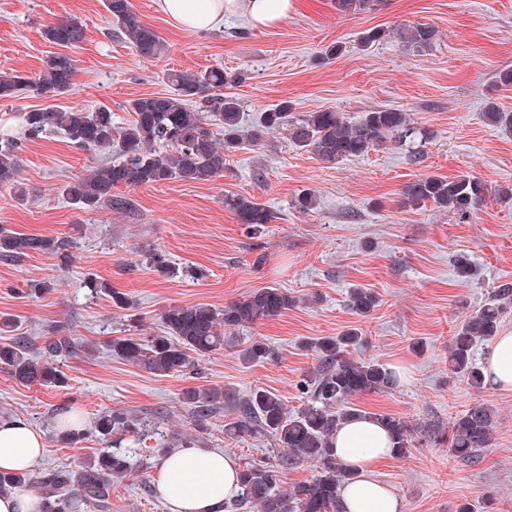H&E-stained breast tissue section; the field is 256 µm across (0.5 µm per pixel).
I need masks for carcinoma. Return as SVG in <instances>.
Wrapping results in <instances>:
<instances>
[{
  "mask_svg": "<svg viewBox=\"0 0 512 512\" xmlns=\"http://www.w3.org/2000/svg\"><path fill=\"white\" fill-rule=\"evenodd\" d=\"M375 0H336V8L344 15H356L372 9ZM110 14L113 33L128 43L139 56L156 58L164 50L157 32L132 10L130 0H104ZM85 23L78 18L62 20L45 30L48 42L63 48L77 47L85 39ZM436 30L425 24L398 30L397 36L417 48H427L436 40ZM74 59L55 52L45 59L42 72L35 78L0 73V100L13 99L26 90L42 95L61 96L72 91ZM175 92L165 96L140 97L129 102L132 119L120 127L112 121V110L99 106L92 110L55 106L34 109L24 114L23 140H34L48 130H58L79 150L117 153L120 160L108 162L88 175L62 183L60 191L76 208L93 211L108 206L116 211L127 209L131 199L114 194L120 187L135 189L143 185L170 180L185 182L214 181L224 176L226 160L241 148L242 106L240 101L224 94V87L242 79L219 67L201 72L176 71L169 74ZM290 101H282L258 113L251 127L250 141L261 145L265 137L284 129L299 149H305L325 162L334 163L367 155L397 141L421 156L431 133L414 126L409 114L393 108L378 107L349 121L340 112L325 109L296 117ZM486 120L494 126L512 130V112L494 103L487 106ZM22 140L0 143V188L18 185L19 153ZM491 190L481 179L459 176L453 180L424 175L406 186L405 196L413 204L428 202L446 210L465 222L488 199ZM224 208L238 223L260 231L275 221L272 211L245 195H227ZM71 240L63 237L20 235L0 225V258L17 259L30 252L69 258ZM93 291L104 289L112 304L122 310L133 307L127 294L90 282ZM296 297L273 286L251 292L239 302L218 310L199 303L172 306L162 314L163 331L144 340L120 337L112 340V354L138 365L150 373L169 376L182 373L195 365L197 358L235 345L236 337L224 331L255 326L277 317L296 305ZM349 306L357 315L366 317L378 306L377 294L368 288H353ZM512 305V283L497 286L486 303L457 328L448 347V367L473 388L484 384L483 369L477 366L473 349L478 339L494 338L502 317ZM362 337L355 329L339 336H325L308 344L317 356L315 369L300 381L305 406L295 412L277 395L261 388L253 390L244 402L241 418L232 423L227 434L241 437L260 434L272 437L283 450L279 463L266 461L250 464L240 473L241 493L232 503L224 504L228 512H343L341 489L352 474L336 458L333 439L338 428L357 416H367L387 429L392 440V453L402 456L412 442L414 426L396 414H377L360 409L353 398L396 385L395 373L378 362H365L351 357V349L361 345ZM67 339L50 341L43 355L32 354L31 342L25 336H14L0 342V364L11 376L27 386L62 387L64 374L54 366V358L73 352ZM269 356L263 339H255L242 350L249 363ZM223 394L200 387L181 393L195 426L206 425L208 417ZM494 425L493 410L475 405L448 423V431L437 430L435 438L448 440L452 455L471 461L478 452L491 446ZM95 432L99 439L112 444L113 450L74 471L65 467L49 468L36 480L26 473L0 472V495L33 484L41 495L45 512H111L112 486L125 478L130 469V451L119 447V439L137 438L140 445L159 435V428L123 412L98 417ZM309 462L315 474L293 490H278L283 470L296 462Z\"/></svg>",
  "mask_w": 512,
  "mask_h": 512,
  "instance_id": "carcinoma-1",
  "label": "carcinoma"
}]
</instances>
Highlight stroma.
I'll list each match as a JSON object with an SVG mask.
<instances>
[{
  "mask_svg": "<svg viewBox=\"0 0 512 512\" xmlns=\"http://www.w3.org/2000/svg\"><path fill=\"white\" fill-rule=\"evenodd\" d=\"M292 4L287 19L270 28L231 16L222 29L190 33L172 24L157 0H131L165 44L158 58L145 60L111 36L103 0H0V72L39 75L55 50L45 29L69 17L86 25L84 41L69 51L73 91L59 99L25 92L1 101L0 139L21 136L23 112L55 104L105 105L116 125H126L129 101L172 93L168 73L216 66L243 72L226 92L249 114L284 100L298 116L333 109L350 120L392 107L434 133L417 164L393 141L331 164L296 148L282 131L233 153L222 178L141 186L129 193L132 209L94 212L76 209L59 188L88 174L99 155L74 149L54 133L26 142L17 188L0 189V224L19 234L68 238L72 256L65 264L39 252L0 259V319L9 320L13 335L29 337L35 352L44 351L57 326L76 349L56 359L67 378L62 387L24 386L0 369V419L22 420L44 433V469L74 468L104 449L92 436L72 445L59 441L58 408L80 415L89 430L100 415L115 411L155 424L158 439L147 440L146 451L132 458L130 475L112 487V512H168L153 482L161 461L152 452L156 443L176 449L188 438L193 446L224 450L242 466L277 462L270 437L235 441L225 425L238 420L241 402L257 387L279 396L289 410L303 407L299 382L318 363L306 342L355 329L363 337L355 358L407 371L393 388L355 399L365 411L395 413L416 428L407 453L375 470L401 497L403 512H457L465 502L484 512L488 493L495 512H512V390L470 387L448 368L457 328L493 288L512 283V199L497 194L512 188V132L485 118L491 101L512 112V87L495 83L499 69L512 68V0H377L373 10L354 16L342 15L334 0ZM413 24L436 29L429 49L413 50L393 36L359 44L371 29ZM336 44L342 54L324 58L323 50ZM423 174L475 176L492 193L462 223L433 204L407 203L405 185ZM305 191L316 196L306 214L294 207ZM231 193L255 198L277 221L249 233L224 208ZM152 248L168 256L169 273L151 268L145 253ZM260 255L264 264L254 266ZM460 258L472 267L469 279L455 273ZM92 278L129 295L132 310L116 309L109 296L91 292ZM36 283L44 292L30 293ZM265 286L288 291L298 304L237 329V348L200 358L197 376L160 377L112 354V339L160 333L169 307L221 309ZM355 286L379 297L369 316L347 305ZM255 337L272 355L251 364L239 351ZM191 386L227 395L201 429L181 401ZM477 404L495 412L491 446L466 464L425 427H447Z\"/></svg>",
  "mask_w": 512,
  "mask_h": 512,
  "instance_id": "stroma-1",
  "label": "stroma"
}]
</instances>
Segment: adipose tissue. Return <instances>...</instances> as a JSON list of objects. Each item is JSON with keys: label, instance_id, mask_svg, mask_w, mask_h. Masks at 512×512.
Instances as JSON below:
<instances>
[{"label": "adipose tissue", "instance_id": "1", "mask_svg": "<svg viewBox=\"0 0 512 512\" xmlns=\"http://www.w3.org/2000/svg\"><path fill=\"white\" fill-rule=\"evenodd\" d=\"M164 14L190 31L222 28L225 17L242 16L256 27L281 23L291 0H159ZM484 376L494 388H512V332L497 336L485 360ZM46 451L44 434L20 420H0V469L31 472ZM338 459L353 474L342 490L346 512H403L389 486L375 479V464L388 456L390 440L378 423L359 418L336 433ZM239 465L216 448L178 450L165 456L155 474L156 489L169 512H224L237 498Z\"/></svg>", "mask_w": 512, "mask_h": 512}]
</instances>
